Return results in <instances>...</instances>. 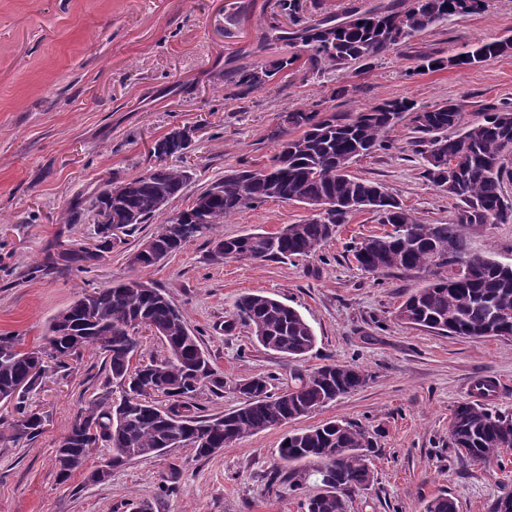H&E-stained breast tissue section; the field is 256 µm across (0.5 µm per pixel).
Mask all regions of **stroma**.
Wrapping results in <instances>:
<instances>
[{"label": "stroma", "mask_w": 512, "mask_h": 512, "mask_svg": "<svg viewBox=\"0 0 512 512\" xmlns=\"http://www.w3.org/2000/svg\"><path fill=\"white\" fill-rule=\"evenodd\" d=\"M275 0H0V334L23 347L45 345L54 316L83 290L111 282L152 281L183 311L224 387L203 386L204 414L236 409L234 387L253 375L271 392L285 390L295 363L265 350L247 327L225 331L236 299L259 291L296 308L317 342L304 368L336 362L369 375L367 383L288 424L241 439L208 456L190 447L139 458L102 483L87 472L59 481L55 453L77 413L109 384L92 347L69 370L52 373L28 394L44 413V432L30 441L0 431V512H305L320 490L317 462L280 468L288 432L330 420L369 430L373 478L348 499L347 512H424L445 494L458 512H491L512 492V450L487 462L459 460L448 446V418L469 401L468 385L500 383L492 403L512 411V337L442 336L394 318L406 295L431 280L424 271L370 274L352 248L384 232L364 211L338 225L310 257L285 262L211 258L202 237L155 267L128 256L155 227L113 240L89 272L42 268L46 249L96 238L92 201L105 180H126L155 165V142L175 128L193 129L187 164L193 175L164 217L184 210L227 170L258 167L277 148L271 133L295 110L359 112L387 99L430 109L460 100L467 122L486 108L512 103V53L469 68L419 71L421 60L448 58L481 41L512 37V0L449 17L404 44L344 71L308 73L301 41L268 45ZM404 0H303L305 17L346 18ZM297 61L264 89L233 99L229 78L240 68L281 56ZM392 149L354 159L351 175L382 183L420 222L456 223L459 201L428 182L416 134L401 122ZM309 216L306 205L269 201L245 208L217 235L273 232ZM471 253L512 265V223L462 228Z\"/></svg>", "instance_id": "35a3bbf8"}]
</instances>
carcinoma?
<instances>
[{
    "label": "carcinoma",
    "instance_id": "1",
    "mask_svg": "<svg viewBox=\"0 0 512 512\" xmlns=\"http://www.w3.org/2000/svg\"><path fill=\"white\" fill-rule=\"evenodd\" d=\"M484 0H408L404 8L388 7L353 14L347 20L306 22L301 0H276L275 15L297 27V37L308 47L309 70H344L388 51L455 14L481 9ZM512 52V38L481 42L464 56L452 57L457 68L489 62ZM298 57H283L269 65H254L234 76L241 98L263 87L278 73L294 65ZM464 106L448 100L432 109H417L404 99L382 102L355 116L336 112H289L272 138L277 152L260 168L231 170L224 180L196 196L181 214H194L195 223L178 218L160 221L151 234L155 248L130 265L147 269L181 251L188 243L208 236L243 208L269 200L311 204L323 197L336 198V218L327 222L308 219L291 225L288 235L268 243L250 233L236 237L215 236L212 257L218 262H282L308 257L347 223L352 205L376 212L379 223L394 230L373 235L355 244L358 265L374 274L390 270L433 271V281L413 291L397 308L404 324L435 330L443 336L469 339L512 335V265L469 252L461 232L466 224H510L512 203L502 193L508 170L503 160L512 155V106L504 104L486 113L483 121L468 123ZM409 118L424 145V178L464 204L456 224H423L378 182L355 177L347 171L352 160L392 147L386 134ZM456 129L450 136L448 130ZM191 138L174 128L153 146L158 164L127 180L110 179L93 202L97 209L112 210L125 225L124 235L162 215L190 178L183 165ZM100 244L92 254L83 246L62 252L63 265L85 270L111 245L109 227L98 225ZM65 326L51 324L48 355L51 367L68 369L70 339L86 337V345L104 355L112 382L120 397L105 388L81 408L57 448L55 467L64 482L86 469L96 448L108 455L99 465L112 471L138 458L171 448L172 438L210 456L227 443L259 434L306 416L354 391L367 382L368 374L357 367L325 364L312 370L297 368L292 384L278 394L262 376L244 378L235 386L240 406L222 415L199 414L198 392L209 382L216 389L224 381L214 377L200 337L188 326L184 313L165 290L154 283L130 281L99 287L83 294L60 312ZM251 329L254 340L266 350L300 362L314 349L316 335L294 307L265 295H241L224 330L236 325ZM105 327L108 344L97 343L98 328ZM162 342L165 353L134 366L128 356L139 328ZM40 348H21L15 336H0V402L13 405L17 414L8 428L13 439H34L43 432L45 417L29 410L28 393L44 377L46 365L38 364ZM166 400L160 406L146 400L148 389ZM449 447L461 459L486 461L512 448V415L501 414L483 402H465L453 411L448 425ZM290 445L279 454L290 463L313 459L323 491L306 500V512H347L346 497L371 483L368 452L372 434L352 422L328 421L286 436ZM425 512H457L456 503L439 495Z\"/></svg>",
    "mask_w": 512,
    "mask_h": 512
}]
</instances>
